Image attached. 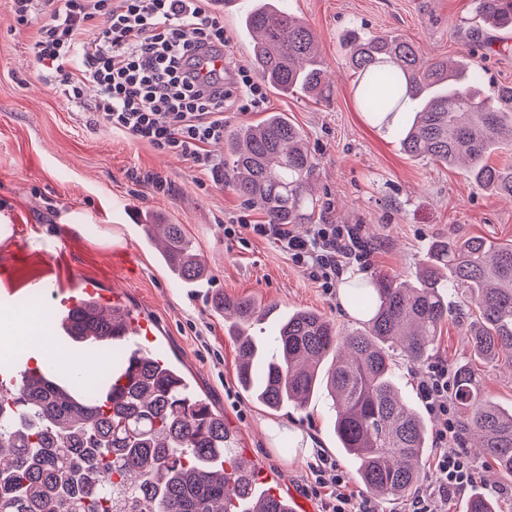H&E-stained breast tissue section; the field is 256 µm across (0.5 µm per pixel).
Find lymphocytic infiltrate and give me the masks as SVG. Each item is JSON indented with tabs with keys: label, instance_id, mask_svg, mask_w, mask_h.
I'll use <instances>...</instances> for the list:
<instances>
[{
	"label": "lymphocytic infiltrate",
	"instance_id": "f902f5d3",
	"mask_svg": "<svg viewBox=\"0 0 512 512\" xmlns=\"http://www.w3.org/2000/svg\"><path fill=\"white\" fill-rule=\"evenodd\" d=\"M215 0H45L48 17L31 43L44 80L70 102L87 88L96 122L130 140L182 157L193 171L221 182L224 166L209 151L224 137V107L242 99L264 104L262 85L244 63L233 66L231 84L203 75L194 52L228 44L224 23L212 13ZM251 235L272 243L324 290L336 286L345 267L363 259L367 247L353 224H313L305 235L288 224H254L232 216L224 235ZM419 392L432 414L444 416L436 430V481L424 485L408 512H448L457 494L476 481L477 469L457 449V427L448 420V365L429 366ZM312 490L325 512H378L354 490L347 475L324 454L311 467Z\"/></svg>",
	"mask_w": 512,
	"mask_h": 512
}]
</instances>
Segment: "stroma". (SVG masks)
Returning <instances> with one entry per match:
<instances>
[{"instance_id":"stroma-1","label":"stroma","mask_w":512,"mask_h":512,"mask_svg":"<svg viewBox=\"0 0 512 512\" xmlns=\"http://www.w3.org/2000/svg\"><path fill=\"white\" fill-rule=\"evenodd\" d=\"M290 13L316 32L330 76L327 98L267 93L262 108L229 103L225 127L257 122L284 112L306 136L316 169L312 183L319 224H355L371 250L364 270L371 278H412L434 241L478 236L512 243V200L474 183L459 168L406 155L393 135L408 115L390 124L373 122L356 98V74L346 62L345 31L392 33L415 43L430 59L448 57L481 67L486 85L512 84V33L473 34L474 0H285ZM45 20L36 10L31 26H17L9 0H0V218L15 225L0 236V265L16 247L30 254L18 283L51 271L55 295H22L16 309L33 303L50 308L56 298L75 295L87 279L104 291L125 294L131 306L152 317L164 353L179 359L198 393L224 413L236 445L275 470L283 492L308 499L313 512L322 501L310 486V466L324 450L340 467L348 460L337 448L334 418L324 397L306 409L273 414L243 392L237 381V349L216 296L249 297L272 303L276 316L251 327L263 338L283 316L298 309L323 313L343 330L356 319L268 241L227 239L229 216L263 221L231 187L202 183L182 158L131 141L95 123L86 107L64 100L38 77L30 53L34 28ZM167 180L154 193L152 175ZM182 225L198 248L207 272L208 294L189 295L142 237L127 238L125 227L149 218ZM64 247H55L58 236ZM468 315L453 314L432 350L431 361L469 359L462 339ZM478 470L476 486L512 512V477L504 476L477 449L467 451Z\"/></svg>"}]
</instances>
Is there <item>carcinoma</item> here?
I'll return each instance as SVG.
<instances>
[{"mask_svg": "<svg viewBox=\"0 0 512 512\" xmlns=\"http://www.w3.org/2000/svg\"><path fill=\"white\" fill-rule=\"evenodd\" d=\"M283 0H254L241 17L253 70L275 92L324 98L318 39ZM476 18L512 29V0H475ZM358 73L362 109L381 124L392 114L412 118L395 129L415 159L464 167L480 186L512 198V86L484 89V72L455 60L428 61L398 35L345 37ZM501 156L492 163L490 159ZM224 168L233 190L272 224H310L315 159L301 130L282 112L224 135ZM161 263L188 288L207 282L196 245L180 224L163 225ZM472 312L464 337L471 359L455 365L451 395L459 434L480 436L484 457L512 476V408L488 400L483 368H512V245L480 237L437 241L412 283L382 276L347 293L366 319L342 331L323 314L286 315L263 341L248 328L276 308L226 298L237 342L241 388L273 412L304 409L325 393L334 432L353 477L389 499L408 496L424 478L426 420L401 394L395 353L425 361L448 321V297ZM71 339L103 340L114 366L126 359L108 340L112 321L75 308L66 314ZM60 390L48 371L28 370L19 386L0 392V512H114L115 486L131 495V512H243L248 489L237 472L238 449L224 415L202 395L176 383L167 365L133 353L127 383L103 390L83 374ZM466 512H499L495 500L472 493Z\"/></svg>", "mask_w": 512, "mask_h": 512, "instance_id": "carcinoma-1", "label": "carcinoma"}]
</instances>
